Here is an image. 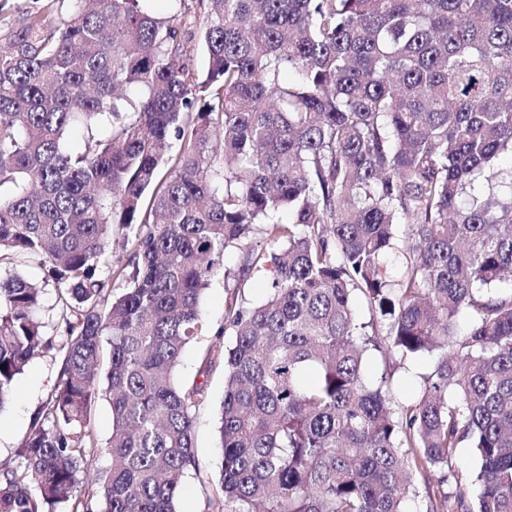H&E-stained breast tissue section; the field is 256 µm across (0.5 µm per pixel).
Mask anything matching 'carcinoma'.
Returning <instances> with one entry per match:
<instances>
[{"mask_svg":"<svg viewBox=\"0 0 512 512\" xmlns=\"http://www.w3.org/2000/svg\"><path fill=\"white\" fill-rule=\"evenodd\" d=\"M146 2L47 4L0 37V257L49 264L64 333L0 512H178L208 389L175 370L235 252L203 512H404L421 483L427 512H512V0H207L202 74L186 0ZM40 301L0 277V409L47 346ZM419 356L402 404L390 370ZM186 29H192L191 40L187 43L186 62L195 73H201L207 68L208 60L199 37V29L195 26L191 27L189 24ZM91 419L99 445L106 446L112 432V414L105 400H99L95 404Z\"/></svg>","mask_w":512,"mask_h":512,"instance_id":"carcinoma-1","label":"carcinoma"}]
</instances>
